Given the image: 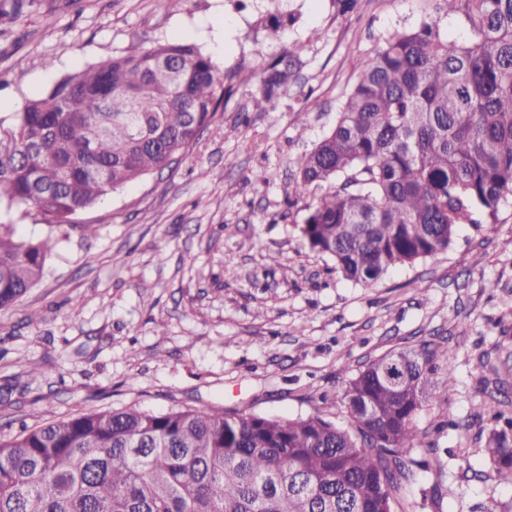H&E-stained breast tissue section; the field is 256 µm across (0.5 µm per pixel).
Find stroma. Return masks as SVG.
Masks as SVG:
<instances>
[{
	"mask_svg": "<svg viewBox=\"0 0 512 512\" xmlns=\"http://www.w3.org/2000/svg\"><path fill=\"white\" fill-rule=\"evenodd\" d=\"M437 6L359 0L344 13L337 0H41L0 35V113L86 66L176 37L232 76L197 143L75 216L42 279L0 309V434L125 407L320 413L343 426L349 377L391 350L434 342L455 374L434 375L416 417L438 450L420 487L440 493L424 512H512V489L489 474L479 416L482 358L512 383V202L493 232L463 228L446 253L371 288L309 247L297 230L305 210L290 203L294 159L335 125L364 61ZM277 12L296 21L274 39L266 25ZM286 49L300 60V84L256 111L262 71ZM420 487L407 490L403 512Z\"/></svg>",
	"mask_w": 512,
	"mask_h": 512,
	"instance_id": "stroma-1",
	"label": "stroma"
}]
</instances>
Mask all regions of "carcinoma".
Segmentation results:
<instances>
[{"label": "carcinoma", "mask_w": 512, "mask_h": 512, "mask_svg": "<svg viewBox=\"0 0 512 512\" xmlns=\"http://www.w3.org/2000/svg\"><path fill=\"white\" fill-rule=\"evenodd\" d=\"M465 15L451 40L441 18L390 36L365 61L335 126L294 161L298 225L310 248L364 287L444 253L458 230L500 222L512 197V0H438ZM40 0H0L3 26ZM286 51L263 70L253 106L296 91ZM180 38L65 76L0 115V206L28 205L58 227L110 191L169 166L215 120L231 87ZM324 193L310 197L317 189ZM55 239L0 223V308L43 276ZM448 352L394 349L346 383L343 428L220 409L152 414L88 410L0 437V512H396L427 463L415 418ZM484 448L512 487V410Z\"/></svg>", "instance_id": "cac0c4a2"}]
</instances>
